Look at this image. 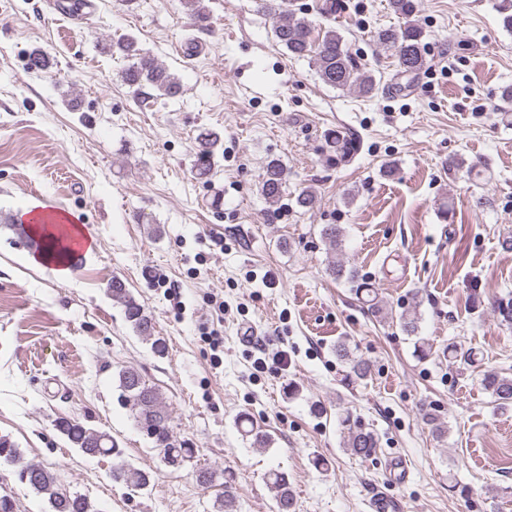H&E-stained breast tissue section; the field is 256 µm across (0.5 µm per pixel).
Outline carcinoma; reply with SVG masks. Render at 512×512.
<instances>
[{"label": "carcinoma", "instance_id": "obj_1", "mask_svg": "<svg viewBox=\"0 0 512 512\" xmlns=\"http://www.w3.org/2000/svg\"><path fill=\"white\" fill-rule=\"evenodd\" d=\"M187 15L193 23L202 26L207 21L202 0H183ZM390 10L401 22L392 27L374 31L373 40L391 53L396 62L397 71L404 76H417L427 67L425 51L426 32L416 19V0H389ZM260 7L274 21L273 32L278 43L289 53L298 57L311 58L321 81L335 89L349 90L363 98H372L380 90V82L373 72L353 56L344 37L332 25L323 26L306 16L288 11L286 0H261ZM112 53L119 54L131 61L124 71V81L139 94L146 86L159 95L176 98L182 87L176 74L144 52L138 42L130 37L116 40L110 44ZM326 160L331 167L339 168L352 161L360 149V142L353 136L338 129H328L323 133ZM217 137L212 133L201 134L195 152L193 169L195 174L204 177L211 173L214 158V146ZM287 184V169L278 160L267 163L261 181V195L269 205L278 203ZM321 236L331 252H336L343 241V230L338 224H326ZM328 270L336 278H346L356 284V293L373 292V289L359 283L358 272L332 260ZM112 300L124 310L126 321L142 339L151 342L155 353H165V343L155 337L152 318L143 306L133 297L124 283L112 280L110 287ZM401 330L416 338L415 350L419 357L432 354V345L419 337V317L417 313L400 316ZM337 355L348 361L351 373L358 379H364L370 372L369 366L356 359L348 347L340 342L336 345ZM442 357L452 362L473 365L475 352L455 342H450L441 351ZM118 386L122 397L130 405L136 422L147 436L153 440L155 448L162 454V461L168 467L181 469L193 459L194 450L175 443L171 433L168 411L159 392L146 383L138 369L123 367L118 371ZM482 384L494 397L500 408L512 406V377L487 373ZM348 423V435L344 447L362 458L372 456L378 445L376 435L365 429L359 421L345 418ZM58 431L69 444L85 454L112 456L115 463L112 479L121 482L132 490H144L152 481L150 473L124 461L117 443L108 433L88 428L76 420L62 418L57 423ZM18 467L19 480L27 484L48 503V512H97L87 497L70 495L59 487L56 477L46 468L23 461L15 445L0 437V462ZM199 486L209 488L222 483L224 494L214 500L215 512H236V497L233 492V478L224 470L199 468L195 471ZM266 482L275 493L277 512H294V497L288 487V478L282 472L272 470L266 475Z\"/></svg>", "mask_w": 512, "mask_h": 512}]
</instances>
